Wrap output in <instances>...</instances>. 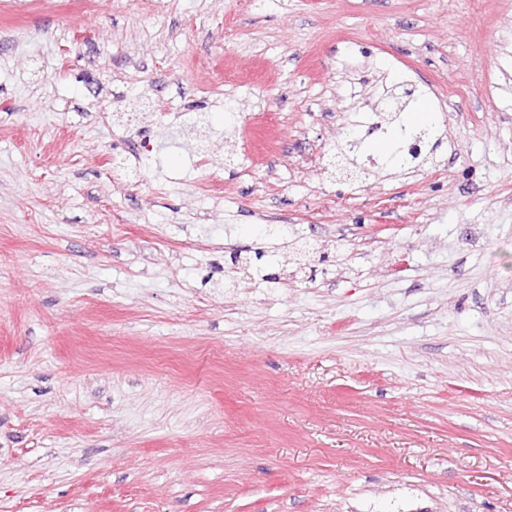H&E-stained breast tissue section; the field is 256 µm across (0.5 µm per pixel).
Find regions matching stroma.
Masks as SVG:
<instances>
[{"label": "stroma", "instance_id": "obj_1", "mask_svg": "<svg viewBox=\"0 0 512 512\" xmlns=\"http://www.w3.org/2000/svg\"><path fill=\"white\" fill-rule=\"evenodd\" d=\"M0 512H512V0H0Z\"/></svg>", "mask_w": 512, "mask_h": 512}]
</instances>
